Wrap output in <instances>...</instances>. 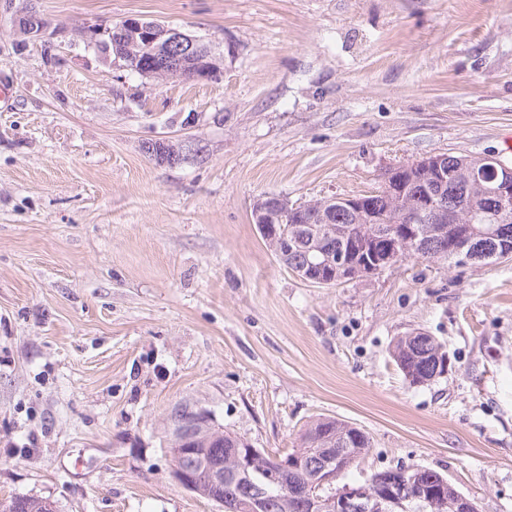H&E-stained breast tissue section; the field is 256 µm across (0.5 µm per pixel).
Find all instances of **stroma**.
<instances>
[{
  "mask_svg": "<svg viewBox=\"0 0 512 512\" xmlns=\"http://www.w3.org/2000/svg\"><path fill=\"white\" fill-rule=\"evenodd\" d=\"M27 7L65 28L54 57L13 27ZM131 16L223 50V75L146 79L82 37ZM2 80L0 501L224 512L174 477L168 417L191 403L270 453L349 422L372 446L346 482L432 469L512 512V259L319 287L251 219L265 194L503 155L512 0H0ZM164 137L192 140L178 165L147 153ZM418 331L452 362L424 385L391 355Z\"/></svg>",
  "mask_w": 512,
  "mask_h": 512,
  "instance_id": "stroma-1",
  "label": "stroma"
}]
</instances>
